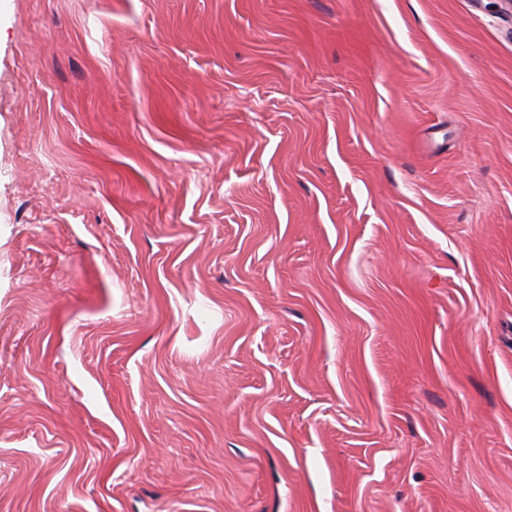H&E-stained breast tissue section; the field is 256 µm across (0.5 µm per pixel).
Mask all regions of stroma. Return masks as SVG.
Listing matches in <instances>:
<instances>
[{"instance_id": "35a3bbf8", "label": "stroma", "mask_w": 512, "mask_h": 512, "mask_svg": "<svg viewBox=\"0 0 512 512\" xmlns=\"http://www.w3.org/2000/svg\"><path fill=\"white\" fill-rule=\"evenodd\" d=\"M0 512H512V16L0 0Z\"/></svg>"}]
</instances>
